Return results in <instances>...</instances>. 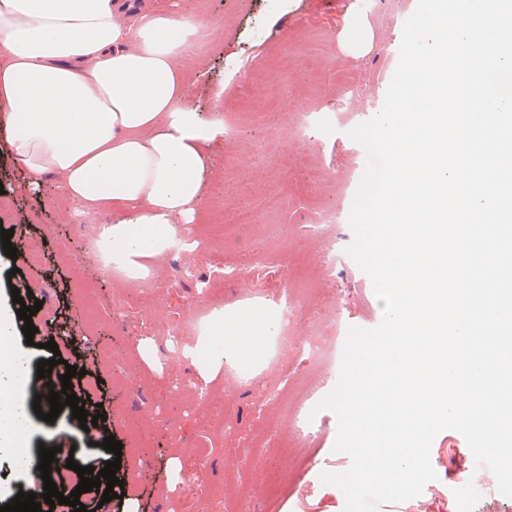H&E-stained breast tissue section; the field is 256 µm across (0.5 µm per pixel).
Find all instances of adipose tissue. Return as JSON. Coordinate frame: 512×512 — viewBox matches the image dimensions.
<instances>
[{"label": "adipose tissue", "instance_id": "1", "mask_svg": "<svg viewBox=\"0 0 512 512\" xmlns=\"http://www.w3.org/2000/svg\"><path fill=\"white\" fill-rule=\"evenodd\" d=\"M190 14L130 12L121 0H0V109L14 158L39 193L59 188L88 214H106L93 264L139 283L162 273L176 228L195 220L209 149L224 121L185 102L198 60L179 43ZM227 329L237 347H189L198 378L263 358L277 317L246 310ZM14 312L0 304V452L18 451L29 416L27 357L11 344Z\"/></svg>", "mask_w": 512, "mask_h": 512}]
</instances>
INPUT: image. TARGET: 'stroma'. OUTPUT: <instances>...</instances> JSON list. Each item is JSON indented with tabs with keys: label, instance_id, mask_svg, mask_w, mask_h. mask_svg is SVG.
<instances>
[{
	"label": "stroma",
	"instance_id": "35a3bbf8",
	"mask_svg": "<svg viewBox=\"0 0 512 512\" xmlns=\"http://www.w3.org/2000/svg\"><path fill=\"white\" fill-rule=\"evenodd\" d=\"M207 38L199 49L200 65L187 82L188 103L211 117L223 106L224 122L234 129L232 141H218L210 150L221 180L208 183L196 223L183 233L198 236L191 256L168 255L160 279L146 286L122 288L113 277L89 266L80 224H105L107 215L82 213L62 191L37 193L27 186L23 167L14 160L0 127V188L7 196L0 206V225L13 228L18 242L13 261L16 284L30 288L42 308L33 317L41 336L59 334L61 326H78L72 346L61 347L70 365L87 367L103 381V415L111 435L122 444L121 455L87 443L81 431L68 427L67 414L56 421L36 420L25 440L30 451L39 447L73 449L76 462L102 464L119 460L117 473L126 498L111 502L108 512H126L135 501L137 512H343L345 496L336 486L322 483L321 473L346 470L344 454L335 452L336 416L329 411L309 417L295 412L294 384L305 369L294 352L271 349L259 366H247L236 378L218 374L199 396L191 360H166V339L175 332L192 334L187 310H195L209 334V346L232 347V339L217 331L216 310L225 315L246 308L275 310L276 297L268 285L287 277L297 294L291 321L296 347L315 339L323 324L336 327L344 338L354 324L382 318L383 303L364 286L356 263L346 252L353 240L349 225L353 194L364 167L357 159L351 126L338 117L335 105H360L356 123L372 119L382 108L398 64L390 44L397 25L386 13L368 19L362 12L340 17L325 0H202ZM245 59L249 69L234 75L226 60ZM264 100L283 104L278 123L284 152L301 156L305 167L282 163L280 155L264 154L263 107L248 96L250 88ZM309 113L310 140L289 136L293 112ZM283 152V153H284ZM242 181L249 193H273L282 200L273 212L258 215L255 224L222 240L207 235L204 222H222L227 211L242 205L241 196L224 192L223 185ZM336 207V223L317 225L323 208ZM336 240V267L322 275L323 236ZM45 253L43 265L26 262L29 241ZM242 261L246 279L224 282L223 296L199 292L195 282L177 279L175 263H192L208 275L211 262ZM154 340V359L142 360L136 344ZM112 352L110 362L98 363V349ZM262 384H252V377ZM279 399H270L269 390ZM307 428L313 456L286 489L271 486V476L284 468L279 451L296 444ZM206 454H198L200 443ZM196 482L180 481L167 488L171 459ZM437 474L419 498L378 505L377 512H416L418 502L432 512H512V498L488 480L457 431L440 432L431 447ZM471 484L459 500V482Z\"/></svg>",
	"mask_w": 512,
	"mask_h": 512
}]
</instances>
